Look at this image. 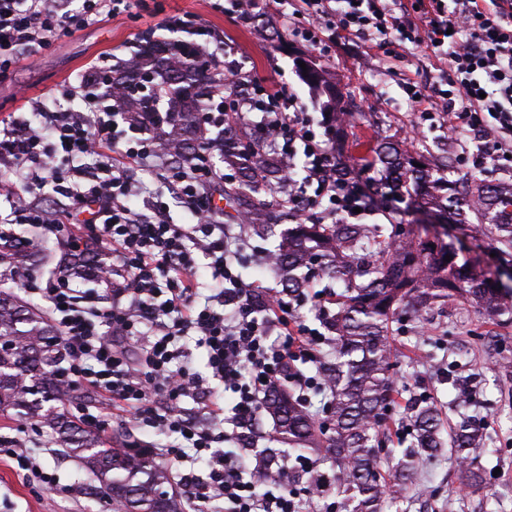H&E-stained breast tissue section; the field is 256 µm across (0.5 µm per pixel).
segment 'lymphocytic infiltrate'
Returning a JSON list of instances; mask_svg holds the SVG:
<instances>
[{
	"mask_svg": "<svg viewBox=\"0 0 512 512\" xmlns=\"http://www.w3.org/2000/svg\"><path fill=\"white\" fill-rule=\"evenodd\" d=\"M78 11L60 0H0V78L15 65L20 50L38 53L103 15L146 0H81ZM241 22L254 9L295 26L314 48L330 36L363 38L390 56L392 42L425 46L441 63L440 80L409 82L414 107L429 115L435 99L447 100L442 116L450 133L480 139L484 157L505 161L512 155V0H234ZM224 83L216 96L220 112H202L203 135L196 154L174 161L168 131L170 115L154 117L147 128L138 113L127 111L128 91L99 88L96 78L79 86L86 107L51 112L40 101L30 104L43 122L32 127L24 116L0 125V166L13 178L0 180V198L10 205L12 221L34 224L69 251L90 254L104 245L111 259H97L91 269H59L40 285L63 341L68 383H82L137 426L178 435L180 444L160 449L177 463L176 485L190 493L193 512L213 499L224 512H302V500L288 475L311 470L310 458L247 464L238 448L257 437V423L274 389L292 383L299 391L323 387V375L307 376L326 340L302 323L296 308L280 292L245 282L233 265L244 239L220 221L216 190L227 169L212 161L222 149L217 133L225 114L254 115L255 138L278 154L283 177L274 190L281 205L308 207L318 224H344L355 214H369L357 178L341 174L336 162L331 116L314 122L297 97L243 73L236 60H225ZM98 165H88V158ZM472 161L481 170L483 159ZM155 161L166 172V195L143 198L132 208L139 187L134 172ZM26 181V194L17 191ZM50 189L56 207H43L36 191ZM193 218L174 223L171 203ZM207 259L216 293L201 297L197 276ZM106 287V310L86 305L81 283ZM194 337L206 353L207 374L190 364L178 340ZM235 396L231 410L210 399V381ZM198 405L188 413L183 402ZM207 455L209 472L185 468L188 455Z\"/></svg>",
	"mask_w": 512,
	"mask_h": 512,
	"instance_id": "1",
	"label": "lymphocytic infiltrate"
}]
</instances>
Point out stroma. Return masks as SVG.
<instances>
[{"instance_id":"35a3bbf8","label":"stroma","mask_w":512,"mask_h":512,"mask_svg":"<svg viewBox=\"0 0 512 512\" xmlns=\"http://www.w3.org/2000/svg\"><path fill=\"white\" fill-rule=\"evenodd\" d=\"M148 10L135 9L76 31L39 55H21L12 74L0 81V121L15 112H26L34 100L50 107L81 109V96L67 95L78 86L92 66L110 61L121 65L130 60L141 35L165 42L172 34L163 25L177 13L197 15L209 36L181 33V40L207 44L210 52L232 50L245 71L254 77L284 86L294 93L313 118H320L327 102L299 73L301 60L321 69L326 81L341 95V106L349 112L336 141L344 167L360 171L366 155L363 144L383 138L412 155L421 154L428 163H448L456 175L467 173L466 157L477 147L470 136L449 139L439 117L420 122L412 130L414 107L403 77L425 83L436 77L433 58L412 44H397L391 57L369 50L366 44L336 43L318 52L285 25L272 23L256 11L250 25H243L230 11V0H148ZM378 214L373 224L392 219L419 231L421 236L440 239L458 248L462 226L442 221L427 226L416 220L409 198L379 194ZM28 265L17 269L13 279L0 280V290L12 291L34 304L39 295L25 288L26 276L47 278L70 264L68 252L55 250L50 260L41 258L39 230L28 236ZM236 269L244 281H256L282 291L286 282L258 255L274 250L277 239L249 235ZM393 377L399 399L387 423V447L396 454L408 448L410 413L416 401L435 405L443 426L469 418L484 424L486 441L475 465L483 474L480 485H468L462 468L451 452L416 460L414 479L397 503L398 512H512V319L489 318L463 298L432 301L418 313L400 314L392 325ZM0 435L18 438L40 469L55 474L57 486L41 489L24 477L16 462L0 459V512H106L108 505L95 482L80 463L66 457L46 431L0 415Z\"/></svg>"}]
</instances>
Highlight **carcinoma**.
Returning <instances> with one entry per match:
<instances>
[{"label":"carcinoma","instance_id":"1","mask_svg":"<svg viewBox=\"0 0 512 512\" xmlns=\"http://www.w3.org/2000/svg\"><path fill=\"white\" fill-rule=\"evenodd\" d=\"M187 62L172 64L161 50L146 60V67L113 72L112 80L136 90L135 111L153 112L158 97L167 111L177 113L186 136L197 138L196 113L210 110L216 74L196 62L191 49ZM391 177L393 191L422 190L420 203L437 215L463 217L458 181L449 180L451 166L434 171L413 165L415 159L395 149L378 151ZM244 181L275 186L278 169L268 158L241 167ZM479 205L472 208L487 246L512 249V188L478 186ZM20 239H0V265L17 268L28 259ZM275 264L288 276V285L301 297L308 275L342 274L361 279L350 282L339 310L326 323L333 350L325 354L328 394L327 418L316 423L306 406L289 391H273L267 409L276 418L281 438L297 451L314 452L331 460L333 476H310L314 483L336 486L341 512H387L390 496L402 491L412 464L389 466L381 458L385 411L394 403L396 387L390 374V323L416 304L442 297H470L489 316L504 312L500 292L504 283L477 274L470 261L458 263V252L437 240H407L397 224H298L282 234ZM0 412L49 426L58 444L76 457L87 475L97 480L112 501V512H183L180 501L164 488L167 468L146 449L130 441L128 432L107 435L82 426L68 416L66 403L77 399L60 377L63 344L57 328L34 308L7 291H0ZM409 456L432 454L442 447L440 419L433 405L416 406L411 415ZM483 432L470 424L449 430L448 444L469 479L470 455L484 444ZM392 453V449L385 450Z\"/></svg>","mask_w":512,"mask_h":512}]
</instances>
